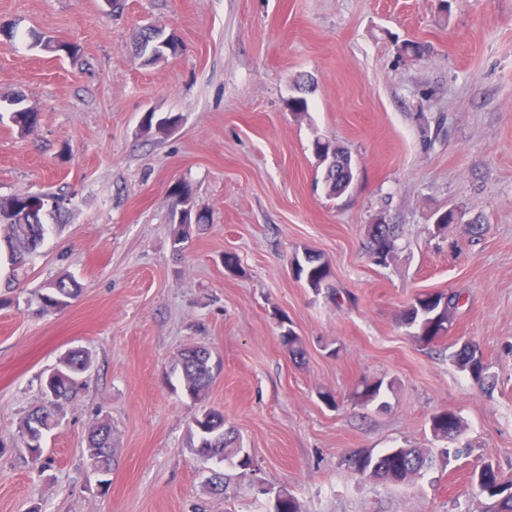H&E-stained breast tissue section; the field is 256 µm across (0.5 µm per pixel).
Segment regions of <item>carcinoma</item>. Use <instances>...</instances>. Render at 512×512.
I'll return each mask as SVG.
<instances>
[{
    "mask_svg": "<svg viewBox=\"0 0 512 512\" xmlns=\"http://www.w3.org/2000/svg\"><path fill=\"white\" fill-rule=\"evenodd\" d=\"M34 45L45 51L62 52L74 56L79 46L70 41H59L54 45L42 44V39H35ZM181 51L179 39L173 33H167L154 26L143 28L137 36L135 54L144 67H154L168 60ZM39 113L24 104V98L17 96L0 104V121L7 118L24 132L34 127ZM173 116L154 119V114L147 115L143 130L150 133L165 132L166 124L173 123ZM172 208L177 209L194 199L190 187L184 183L175 184L170 190ZM30 194H15L0 200V231L8 245L10 273L7 282H12L16 272L26 264L28 258L44 243L51 233V225L44 222V217L56 215L58 211L46 208H33ZM369 255L394 254L397 249V229L393 224H371L368 227ZM297 266L295 277L306 283L315 291L330 287L331 277L328 263L317 253L305 251L303 259H295ZM81 294V285L73 278H60L48 285L41 295L43 306L60 309L68 306ZM459 302V295L453 291L427 292L417 295L410 302L403 314V322L414 330L416 340L430 346L448 335L452 326L454 313ZM282 345L293 358L304 357L303 341L297 333L285 328L280 334ZM452 361L463 372L468 373L477 383L492 387L494 381L487 375V366L481 349L475 344H464L451 355ZM66 367L52 373L45 379L46 393H55L53 404L42 403L28 412L21 427V438L35 460L42 457L44 433L58 426L64 405L73 401L81 387V377L91 365L85 352L75 349L65 357ZM183 391L192 399L202 397L210 385L219 364L213 359L212 351L203 344H196L180 353ZM383 397V382H364L357 399L363 404H372ZM196 431V454L200 458L217 459L220 463L248 471L253 464L249 456L242 457L244 448L238 438L224 434V413L209 408L193 420ZM460 432V419L455 413L446 411L434 415L431 419V431L435 438L448 439V427ZM88 459L99 461L100 458L113 460L112 428L107 423L94 426L88 435ZM432 459L422 448H389L380 454L362 449L348 460L349 468L357 475L383 483L399 484L412 479L429 467ZM472 482L479 493L494 502V512H512V481L498 479V484L489 485L472 473Z\"/></svg>",
    "mask_w": 512,
    "mask_h": 512,
    "instance_id": "obj_1",
    "label": "carcinoma"
}]
</instances>
